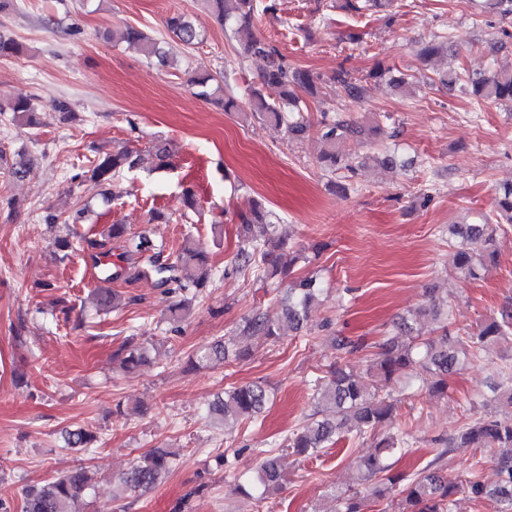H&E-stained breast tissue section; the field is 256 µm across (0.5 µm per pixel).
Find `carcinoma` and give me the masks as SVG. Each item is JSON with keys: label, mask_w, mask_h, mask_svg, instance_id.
I'll use <instances>...</instances> for the list:
<instances>
[{"label": "carcinoma", "mask_w": 512, "mask_h": 512, "mask_svg": "<svg viewBox=\"0 0 512 512\" xmlns=\"http://www.w3.org/2000/svg\"><path fill=\"white\" fill-rule=\"evenodd\" d=\"M215 21L222 25L232 22L234 34L239 42L238 54L241 58L261 57L266 67L260 75V86L251 90L246 102L242 103L232 93L224 91L217 78L202 74L190 78L193 93L212 102L226 112L239 111L245 116L267 120L286 130L289 136L299 137L309 129L308 121L302 114L295 88L306 89L310 94H318L316 78L310 73L294 68L278 50L255 37L253 23L258 11H268L271 6L260 0H203ZM484 9L500 16L501 21L512 19V0H485ZM168 30L184 45L193 46L203 40V33L185 14L176 12L167 17ZM121 39L143 55L156 59L165 67L169 65L166 51L149 39L139 29L128 26ZM452 45L442 36H436L424 43L420 56L430 58L441 51H450ZM369 77H387L389 83L398 90L411 86L408 75L393 73V69L383 65L369 72ZM331 81L348 95L357 97L362 93V85L346 69L336 71ZM441 83L450 88L461 84L477 105L494 103L512 112V71L477 73L467 77L462 72L450 68L441 78ZM12 112L13 119L22 126L39 125L31 107V99L18 94L0 106V111ZM368 135L364 126L340 116L324 117L321 122L320 138L323 151L320 160L329 170L343 169L350 174L355 167L349 159L336 153V143L352 140L362 143ZM139 158L133 151L120 148L104 152L92 161L90 176L98 183L110 187L112 199H118L123 191L119 177L124 171L137 167ZM497 202V219L486 214L478 215L477 221L468 224H454L448 228V244L455 249L454 269L463 279H477L480 273L489 269L497 261L498 252L492 250L479 254L471 250V243L483 240L489 244L495 241L497 227L512 224V183L494 188ZM242 229L237 253L238 267L247 269L265 265L273 271L287 272L298 259L297 254L285 253V241L277 236L276 224L271 214L257 203L252 210L241 215ZM111 240L123 243L119 262L102 264V275L108 281L122 280L132 283L142 278L153 280L154 286L166 293L179 292L183 299L171 307L175 319H182L189 310V303L206 296L212 279V269L208 268L207 256L203 248L191 238L184 240L175 259H162V249L158 248L145 235L127 236L123 224H112L102 239L90 242V246L109 254L106 250ZM320 288L311 278L298 279L289 285L285 307L284 323H274L261 314H255L245 321L240 336L232 345L217 340L195 353L196 360L191 365L209 361H220L234 352L240 358L246 353L243 342L255 334L280 339L285 331L300 332L306 322L311 304L316 300ZM96 303L104 311H114L121 305V295L110 290L99 291ZM397 333L384 337L377 344L376 371L363 377L343 367L330 371L328 381L314 380L316 411L306 425L285 438L286 447L293 452L311 457L335 444L342 433H353L364 438L375 433L376 429L394 410V399L379 395L376 378L389 380L394 376L406 379V384L421 379L429 391L444 394L448 390V377L456 373L464 358L476 354L498 337L512 334V310L504 308L500 318L481 325L477 331L466 335L465 339L452 338L443 334L440 341L412 340L399 341L398 334L411 332L408 319L403 318L394 324ZM115 356L121 359L126 370L135 369L148 359V348L126 339ZM270 396L260 384H249L216 396L209 406L214 422L228 426L243 420H255L263 413ZM65 444L70 449L89 448L96 441V435L85 427H77L66 432ZM445 446L432 461L426 464L409 480L401 490L402 512H452V497L463 490L478 500L492 503L494 512H512V419L499 420L483 416L463 424L447 437L439 440ZM478 443L486 448H501L496 468L498 481L494 485L472 477L459 484L440 474L434 464L450 453L456 445ZM411 448L408 437L402 433L381 438L374 454L362 459L358 465L361 480L371 482L369 496L381 499L387 495L390 486L396 484L397 477L390 474L389 460L396 454H404ZM175 454L162 448L137 458L119 483L113 486V498L120 499L129 492H148L155 488L174 467ZM281 473L278 460L267 456L260 464L257 481L267 492L278 488ZM92 490L86 470L76 467L66 470L50 481L32 485L24 491L22 512H83L81 505ZM337 512H364V500L352 494L338 497Z\"/></svg>", "instance_id": "obj_1"}]
</instances>
